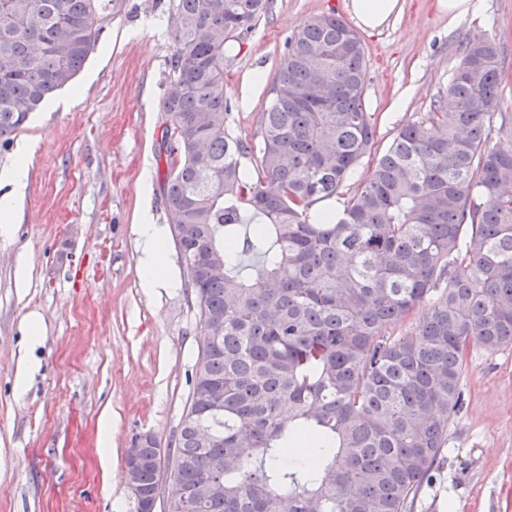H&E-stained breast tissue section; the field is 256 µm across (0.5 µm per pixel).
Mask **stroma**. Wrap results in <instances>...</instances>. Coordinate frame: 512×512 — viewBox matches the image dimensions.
<instances>
[{
	"label": "stroma",
	"mask_w": 512,
	"mask_h": 512,
	"mask_svg": "<svg viewBox=\"0 0 512 512\" xmlns=\"http://www.w3.org/2000/svg\"><path fill=\"white\" fill-rule=\"evenodd\" d=\"M346 0H273L254 29L225 45L227 126L251 137L269 100L267 79L305 20ZM381 32L363 34L365 106L375 148L445 96L470 40L501 50L494 124L512 129V0H484L480 18L449 24L437 0H401ZM72 84L31 113L0 147V172L22 143L36 146L11 237H0V512H135L124 460L140 435L175 447L192 392L203 328L168 222L160 108L172 53L173 0H113ZM80 94L75 107L59 101ZM165 233L174 285L142 287L137 226ZM25 264V282L17 280ZM39 318L42 335L26 328ZM33 370L15 392L21 364ZM464 407L419 494L417 512H512V346L471 343ZM112 418L110 468L98 428Z\"/></svg>",
	"instance_id": "35a3bbf8"
}]
</instances>
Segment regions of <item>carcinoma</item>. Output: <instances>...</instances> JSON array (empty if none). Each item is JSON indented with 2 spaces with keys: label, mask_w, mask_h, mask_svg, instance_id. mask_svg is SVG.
<instances>
[{
  "label": "carcinoma",
  "mask_w": 512,
  "mask_h": 512,
  "mask_svg": "<svg viewBox=\"0 0 512 512\" xmlns=\"http://www.w3.org/2000/svg\"><path fill=\"white\" fill-rule=\"evenodd\" d=\"M271 6L174 4L163 194L214 341L167 454L182 482L172 512H415L462 408L470 341L512 345V140L492 125L499 47L468 42L446 91L455 109L404 124L343 211L314 224L309 209L336 200L375 145L366 49L333 11L304 22L270 79L256 149L226 129L224 45ZM102 10L0 0L1 144L74 79ZM214 258L219 276L204 270ZM425 302V319L402 330ZM293 450L317 453V468L281 467ZM135 452L149 459L138 487L159 488L163 459ZM214 475L218 497L206 491Z\"/></svg>",
  "instance_id": "obj_1"
}]
</instances>
